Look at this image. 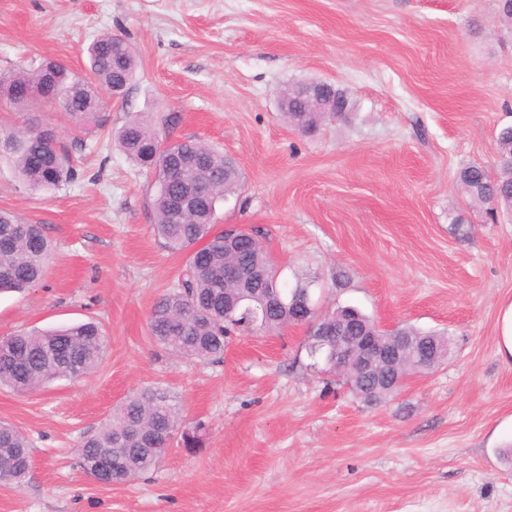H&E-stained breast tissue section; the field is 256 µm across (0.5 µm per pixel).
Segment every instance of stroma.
<instances>
[{"label": "stroma", "mask_w": 512, "mask_h": 512, "mask_svg": "<svg viewBox=\"0 0 512 512\" xmlns=\"http://www.w3.org/2000/svg\"><path fill=\"white\" fill-rule=\"evenodd\" d=\"M104 32L138 62L123 99L101 90L104 127L0 109L2 127L56 129L76 169L35 192L0 159V208L53 245L39 285L0 293V338L89 319L109 337L89 374L0 386V422L33 457L23 485L0 482V512H512V364L496 351L512 217L455 179L495 171V136L512 125L497 0H0V72L52 58L86 74ZM309 80L351 109L304 134L279 92ZM135 116L236 161L215 225L261 229L283 283L302 275L320 308L445 335L448 361L369 406L315 365L301 326L240 331L220 363L159 352L150 312L187 256L155 235L152 176L113 139ZM144 386L178 397L201 446L172 441L148 473L99 484L77 446Z\"/></svg>", "instance_id": "35a3bbf8"}]
</instances>
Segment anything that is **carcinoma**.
Here are the masks:
<instances>
[{
  "label": "carcinoma",
  "instance_id": "cac0c4a2",
  "mask_svg": "<svg viewBox=\"0 0 512 512\" xmlns=\"http://www.w3.org/2000/svg\"><path fill=\"white\" fill-rule=\"evenodd\" d=\"M91 73L79 76L54 60L30 68L0 73V103L22 111L32 105L28 90L61 87L75 126L85 130L100 125L99 89L122 87L137 67V54L123 37L103 33L90 47ZM288 111L283 118L294 128L310 132L327 117L346 113L349 102L340 90L322 101L323 111H312L304 83L289 86ZM124 154L153 174V229L173 252L189 251L174 287L154 304L150 335L163 352L181 359L220 362L232 329L255 325L274 332L296 323L301 303L311 298L309 284L296 279L291 288L279 283L278 269L250 229L234 249L224 243V230H214L217 203L239 184L234 163L209 145L191 138L166 141L150 121L128 120L116 133ZM497 171L490 175L480 165L462 168L457 180L478 205L512 213V126L496 135ZM0 155L7 156L19 177L33 190L57 187L74 176L69 149L48 129L0 127ZM172 167L182 168L178 182L168 178ZM50 243L42 225L31 224L0 209V291L23 290L43 277ZM232 266L263 272L258 288L242 290L224 277ZM274 287L283 305L263 307L262 296ZM107 336L93 321L53 330L21 331L0 340V385L17 393L34 391L54 380L86 375L101 360ZM181 444L196 448L199 428L184 424L176 398L159 388H142L117 405L92 434L79 443V465L96 477L93 461L110 454L120 461L111 482L123 484L151 470L169 447L175 432ZM0 455L13 461L0 482L18 484L31 470L28 438L17 427L0 422Z\"/></svg>",
  "mask_w": 512,
  "mask_h": 512
}]
</instances>
